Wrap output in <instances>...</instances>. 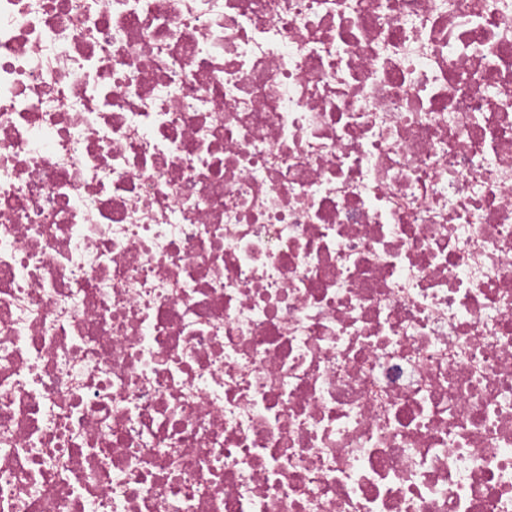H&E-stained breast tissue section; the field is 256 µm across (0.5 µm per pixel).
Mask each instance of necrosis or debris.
<instances>
[{
    "mask_svg": "<svg viewBox=\"0 0 512 512\" xmlns=\"http://www.w3.org/2000/svg\"><path fill=\"white\" fill-rule=\"evenodd\" d=\"M0 512H512V0H0Z\"/></svg>",
    "mask_w": 512,
    "mask_h": 512,
    "instance_id": "1",
    "label": "necrosis or debris"
}]
</instances>
